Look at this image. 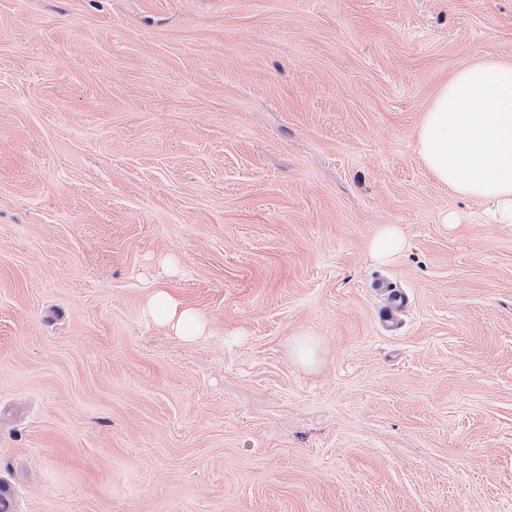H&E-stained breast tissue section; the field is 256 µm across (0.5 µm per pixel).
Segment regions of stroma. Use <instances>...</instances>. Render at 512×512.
<instances>
[{"label": "stroma", "instance_id": "obj_1", "mask_svg": "<svg viewBox=\"0 0 512 512\" xmlns=\"http://www.w3.org/2000/svg\"><path fill=\"white\" fill-rule=\"evenodd\" d=\"M486 55L512 0H0L11 512H512V224L415 149ZM404 246L399 230L391 225L383 226L371 242V251L379 260H388ZM373 288L383 297L384 304L379 311V321L388 331L394 330L399 324V315L407 304L406 295L384 280L377 281ZM146 312L155 323L174 329L186 339L197 336L202 330V322L197 313L160 286L151 289Z\"/></svg>", "mask_w": 512, "mask_h": 512}]
</instances>
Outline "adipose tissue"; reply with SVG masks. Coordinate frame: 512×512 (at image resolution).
I'll use <instances>...</instances> for the list:
<instances>
[{
    "instance_id": "obj_1",
    "label": "adipose tissue",
    "mask_w": 512,
    "mask_h": 512,
    "mask_svg": "<svg viewBox=\"0 0 512 512\" xmlns=\"http://www.w3.org/2000/svg\"><path fill=\"white\" fill-rule=\"evenodd\" d=\"M416 151L437 184L491 202V219L512 224V60L486 57L458 68L426 109ZM146 312L187 339L202 330L197 313L160 286Z\"/></svg>"
}]
</instances>
